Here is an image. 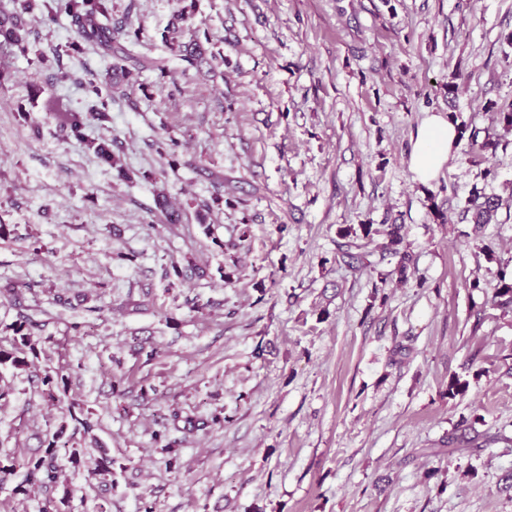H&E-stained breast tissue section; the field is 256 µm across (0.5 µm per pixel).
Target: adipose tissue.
Returning a JSON list of instances; mask_svg holds the SVG:
<instances>
[{
	"instance_id": "adipose-tissue-1",
	"label": "adipose tissue",
	"mask_w": 512,
	"mask_h": 512,
	"mask_svg": "<svg viewBox=\"0 0 512 512\" xmlns=\"http://www.w3.org/2000/svg\"><path fill=\"white\" fill-rule=\"evenodd\" d=\"M458 140L455 125L443 114L428 115L413 138L410 167L423 183L434 180L448 161Z\"/></svg>"
}]
</instances>
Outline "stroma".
<instances>
[{
	"instance_id": "obj_1",
	"label": "stroma",
	"mask_w": 512,
	"mask_h": 512,
	"mask_svg": "<svg viewBox=\"0 0 512 512\" xmlns=\"http://www.w3.org/2000/svg\"><path fill=\"white\" fill-rule=\"evenodd\" d=\"M28 18V54H0V285L19 288L0 341L27 317L40 354L0 367V454L46 448L61 412L33 377L53 367L112 478L63 455V489L17 494V471L0 512L49 494L70 512H512V313L494 299L499 270L512 282V0H112L169 71L133 70L80 139L49 105L91 111L108 60L55 63L74 23L43 0ZM174 39L204 61L172 58ZM438 112L468 134L423 184L413 136ZM476 186L502 202L480 227L462 217ZM162 194L181 223H152ZM358 224L402 225L407 283L396 257L342 259ZM463 431L501 440L447 454Z\"/></svg>"
}]
</instances>
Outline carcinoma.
Segmentation results:
<instances>
[{
	"label": "carcinoma",
	"mask_w": 512,
	"mask_h": 512,
	"mask_svg": "<svg viewBox=\"0 0 512 512\" xmlns=\"http://www.w3.org/2000/svg\"><path fill=\"white\" fill-rule=\"evenodd\" d=\"M53 6L49 7L48 14L54 15L64 12L72 17L77 23V39L67 46L68 53H81L85 46L95 45L103 48L112 58L111 66L102 75L93 74L86 82L87 87L100 99V108L90 112H81L71 109L67 112L56 113V119L61 127L69 130L75 137L83 136V130L92 117L103 118L107 112L109 101L112 100V89L118 85L119 79L131 75L127 63H133L138 69L148 67L160 70L167 69V61L163 58L141 60L132 55L127 48L121 44L126 40L131 44L139 41L138 32L128 31L124 28L114 29L106 24L112 15V0H51ZM27 0H21L20 9L5 15H0V50L18 51L24 53L29 46L31 30L27 28L24 13L28 10ZM173 55L179 60L196 66L201 62L203 48L196 42H171L170 47ZM499 209V200L473 188L463 209L464 214L471 215L475 224H489ZM159 221L165 224H178L182 220V213L178 208L172 206L167 199L159 201ZM402 225L389 224L387 228L379 231L371 224H361L359 229L345 227L339 230V235L346 239L341 244L343 247L342 256L347 257L359 264H364L368 253L364 249L368 247L372 236L382 233L387 238V243L382 251L399 257L398 271L400 279L407 280V270L410 266L411 256L405 250L400 249L403 243L401 234ZM495 297L497 306L506 312H512V282H501L496 289ZM13 333L9 346L0 344V366L11 365L17 369H24L31 365L28 355H37L38 341L34 340L31 332V324L24 321L11 326ZM42 385L46 386L44 397L51 406L67 403L64 417L70 418L75 425L81 427L88 433L93 430L94 423L91 420L92 412L84 409L80 403L67 400L66 378L62 375L55 376L52 371L46 370L41 378ZM66 423H61L58 429L52 434L48 441L44 455L19 462L13 458L0 459V481L5 477L14 474L16 469L23 468L27 471V480L36 481L46 488L56 486L62 475L58 466V452L61 448L68 449L69 461L74 465L82 462L85 456L83 446L73 438H64ZM493 441L489 436L484 440L479 437L467 436L463 432L449 438L448 452H454L452 446L457 445L463 448H480Z\"/></svg>",
	"instance_id": "cac0c4a2"
}]
</instances>
